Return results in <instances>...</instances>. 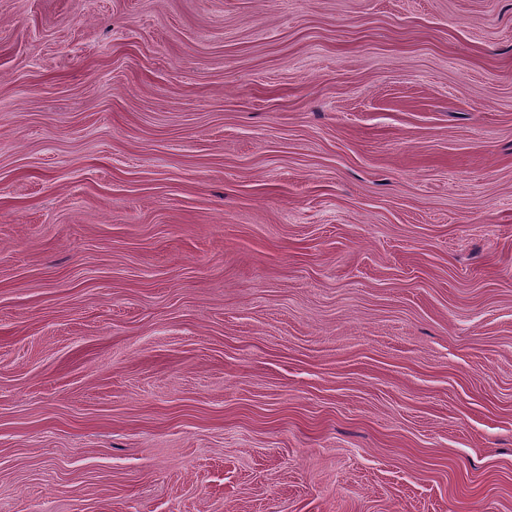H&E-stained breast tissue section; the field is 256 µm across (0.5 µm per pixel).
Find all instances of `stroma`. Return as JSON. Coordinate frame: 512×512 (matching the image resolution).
Masks as SVG:
<instances>
[{
  "mask_svg": "<svg viewBox=\"0 0 512 512\" xmlns=\"http://www.w3.org/2000/svg\"><path fill=\"white\" fill-rule=\"evenodd\" d=\"M0 512H512V0H0Z\"/></svg>",
  "mask_w": 512,
  "mask_h": 512,
  "instance_id": "1",
  "label": "stroma"
}]
</instances>
